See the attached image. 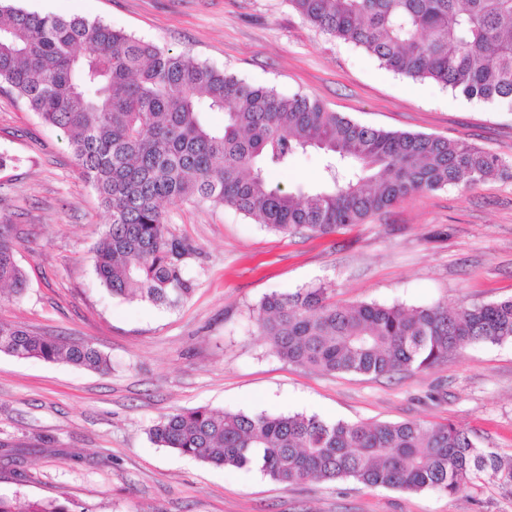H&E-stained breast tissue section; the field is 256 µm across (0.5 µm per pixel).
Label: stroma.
<instances>
[{
	"mask_svg": "<svg viewBox=\"0 0 512 512\" xmlns=\"http://www.w3.org/2000/svg\"><path fill=\"white\" fill-rule=\"evenodd\" d=\"M40 13L99 19L143 41L386 131L461 140L512 160V111L382 68L329 38L288 0H16ZM0 231L28 288L0 290V317L112 364L0 354V493L65 500L71 512H512L491 478L454 496L353 481L280 485L155 445L163 416L208 407L315 414L357 423L452 422L512 455V343L463 348L411 375L324 374L288 364L259 336L271 292L321 284L340 303L471 306L512 297V175L414 193L366 223L322 238L273 232L228 207L169 211L199 256L176 308L110 295L93 269L109 221L65 134L0 93ZM319 154L271 177L319 183Z\"/></svg>",
	"mask_w": 512,
	"mask_h": 512,
	"instance_id": "obj_1",
	"label": "stroma"
}]
</instances>
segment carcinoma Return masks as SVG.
<instances>
[{
  "label": "carcinoma",
  "instance_id": "carcinoma-1",
  "mask_svg": "<svg viewBox=\"0 0 512 512\" xmlns=\"http://www.w3.org/2000/svg\"><path fill=\"white\" fill-rule=\"evenodd\" d=\"M326 35L386 69L431 80L467 99L512 107V0H289ZM68 135L109 215L94 248L96 275L114 297L176 307L193 292L197 249L165 206H228L270 230L318 237L363 224L414 192L476 185L507 162L465 142L362 125L302 95L284 97L100 20L0 3V87ZM220 112L221 127L203 114ZM309 149L322 182L290 191L269 172ZM0 285L26 279L0 232ZM258 334L281 359L310 371L387 376L423 371L473 344L512 340V299L342 304L324 286L273 292L256 310ZM0 353L107 373L89 342L65 344L0 318ZM164 448L225 468L257 467L282 485L352 480L455 495L491 472L512 495V456L481 448L455 424L329 422L304 414L178 411L150 429ZM25 512H69L58 500Z\"/></svg>",
  "mask_w": 512,
  "mask_h": 512
}]
</instances>
